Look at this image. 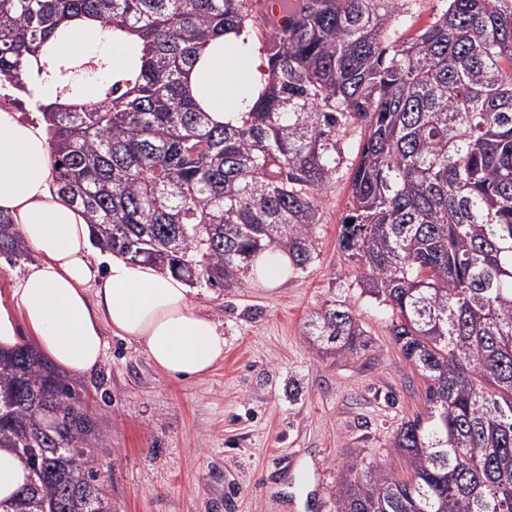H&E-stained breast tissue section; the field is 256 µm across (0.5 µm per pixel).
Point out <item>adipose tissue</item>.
Returning a JSON list of instances; mask_svg holds the SVG:
<instances>
[{
	"mask_svg": "<svg viewBox=\"0 0 512 512\" xmlns=\"http://www.w3.org/2000/svg\"><path fill=\"white\" fill-rule=\"evenodd\" d=\"M61 58L99 62L84 83L86 98L99 101L109 87L134 76L138 47L112 28L75 22L29 60L34 98L57 97L55 63ZM263 87L253 44L232 33L211 41L188 76L190 94L219 123L247 111ZM52 179L45 132L1 108L0 211L12 217L40 260L0 293V349L15 348L25 328L42 353L84 374L100 364L108 328L141 344L170 379L204 380L224 358V335L213 317L171 274L119 256L94 262L84 216L52 195Z\"/></svg>",
	"mask_w": 512,
	"mask_h": 512,
	"instance_id": "1",
	"label": "adipose tissue"
}]
</instances>
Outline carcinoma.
I'll return each instance as SVG.
<instances>
[{"label": "carcinoma", "instance_id": "carcinoma-1", "mask_svg": "<svg viewBox=\"0 0 512 512\" xmlns=\"http://www.w3.org/2000/svg\"><path fill=\"white\" fill-rule=\"evenodd\" d=\"M281 2L287 26L260 20L265 86L233 125L187 78L212 39L247 30L245 0H0V107L41 114L55 192L96 247L219 289L265 250L312 262L339 135L363 128L339 248L391 309L424 406L389 443L404 469L340 481L336 512H512V0H445L412 36L409 0ZM77 20L138 37V76L83 102L85 64L67 61L65 100L27 99L26 61ZM26 255L0 212V258ZM306 332L336 356L369 349L343 302ZM71 399L32 347L0 356V448L28 472L0 512H112Z\"/></svg>", "mask_w": 512, "mask_h": 512}]
</instances>
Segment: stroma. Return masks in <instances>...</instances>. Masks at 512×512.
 <instances>
[{"label":"stroma","instance_id":"stroma-1","mask_svg":"<svg viewBox=\"0 0 512 512\" xmlns=\"http://www.w3.org/2000/svg\"><path fill=\"white\" fill-rule=\"evenodd\" d=\"M359 127L321 197L318 256L281 286L244 279L196 285L193 301L220 325L224 359L200 382L174 381L142 345L105 332L99 366L64 379L107 448L98 480L112 512H336L343 478L390 458L399 424L422 406L423 382L389 333L390 313L363 294L338 246ZM334 302L353 307L365 355L318 352L305 325Z\"/></svg>","mask_w":512,"mask_h":512}]
</instances>
